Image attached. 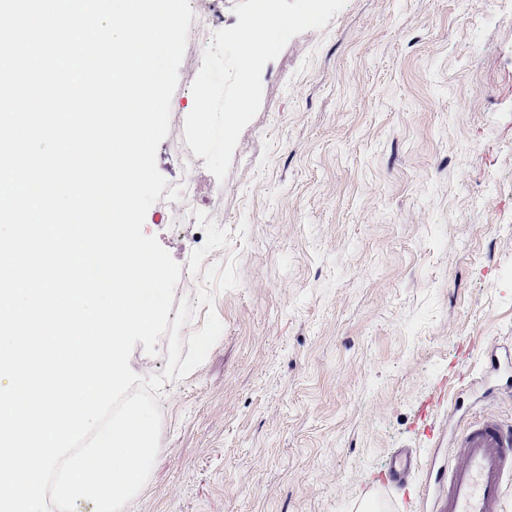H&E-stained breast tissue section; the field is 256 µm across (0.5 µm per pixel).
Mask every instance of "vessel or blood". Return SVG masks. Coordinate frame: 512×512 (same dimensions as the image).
Returning a JSON list of instances; mask_svg holds the SVG:
<instances>
[{
  "label": "vessel or blood",
  "mask_w": 512,
  "mask_h": 512,
  "mask_svg": "<svg viewBox=\"0 0 512 512\" xmlns=\"http://www.w3.org/2000/svg\"><path fill=\"white\" fill-rule=\"evenodd\" d=\"M461 448L460 456L436 477L432 512H501L512 478V427L486 417L463 434ZM417 466L412 452L397 454L391 484L402 483Z\"/></svg>",
  "instance_id": "1"
}]
</instances>
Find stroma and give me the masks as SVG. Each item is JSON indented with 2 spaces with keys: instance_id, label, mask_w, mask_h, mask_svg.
<instances>
[{
  "instance_id": "35a3bbf8",
  "label": "stroma",
  "mask_w": 512,
  "mask_h": 512,
  "mask_svg": "<svg viewBox=\"0 0 512 512\" xmlns=\"http://www.w3.org/2000/svg\"><path fill=\"white\" fill-rule=\"evenodd\" d=\"M175 100L238 0H189ZM225 180L172 111L156 166L188 189L143 231L215 311L205 360L157 394L159 451L122 512H423L431 463L476 418L512 426L484 369L512 345V0H345L261 73ZM240 284L199 304L207 267ZM423 465L383 485L394 454Z\"/></svg>"
}]
</instances>
